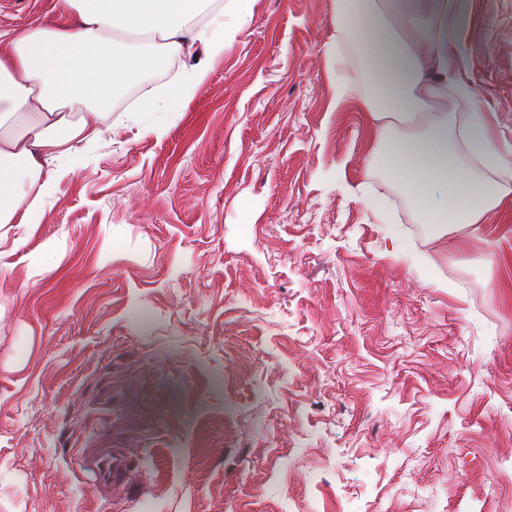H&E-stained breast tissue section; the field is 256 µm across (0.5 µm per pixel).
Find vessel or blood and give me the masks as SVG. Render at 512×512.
<instances>
[{"mask_svg": "<svg viewBox=\"0 0 512 512\" xmlns=\"http://www.w3.org/2000/svg\"><path fill=\"white\" fill-rule=\"evenodd\" d=\"M131 398L130 392L121 387L112 388V443L103 448H86L77 456V468L83 478L94 487L109 488L123 485L129 476L128 453L123 446V412Z\"/></svg>", "mask_w": 512, "mask_h": 512, "instance_id": "b4317fda", "label": "vessel or blood"}]
</instances>
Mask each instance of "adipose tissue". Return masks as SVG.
<instances>
[{"instance_id": "1", "label": "adipose tissue", "mask_w": 512, "mask_h": 512, "mask_svg": "<svg viewBox=\"0 0 512 512\" xmlns=\"http://www.w3.org/2000/svg\"><path fill=\"white\" fill-rule=\"evenodd\" d=\"M216 0H58L56 19L0 32V224H34L72 171L75 146L94 141L115 100L168 60H184L192 97L208 61L236 39L238 23L202 19ZM338 25L321 55L347 79L374 132L371 156L407 186L410 206L443 230L478 224L512 194V161L482 113L459 123L472 91L456 76L459 0H336Z\"/></svg>"}]
</instances>
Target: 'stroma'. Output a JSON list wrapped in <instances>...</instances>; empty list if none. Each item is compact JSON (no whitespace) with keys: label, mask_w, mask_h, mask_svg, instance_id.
<instances>
[{"label":"stroma","mask_w":512,"mask_h":512,"mask_svg":"<svg viewBox=\"0 0 512 512\" xmlns=\"http://www.w3.org/2000/svg\"><path fill=\"white\" fill-rule=\"evenodd\" d=\"M56 0H0V30ZM336 0H256L193 98L114 103L38 223L0 225V512H512V195L436 234L320 54ZM458 70L512 159V0ZM167 94L166 136L135 105ZM105 496L80 449L112 434ZM130 392L112 384V446L82 449L77 455V468L84 479L98 488L120 486L128 481L129 462L127 448H123L122 422Z\"/></svg>","instance_id":"stroma-1"}]
</instances>
